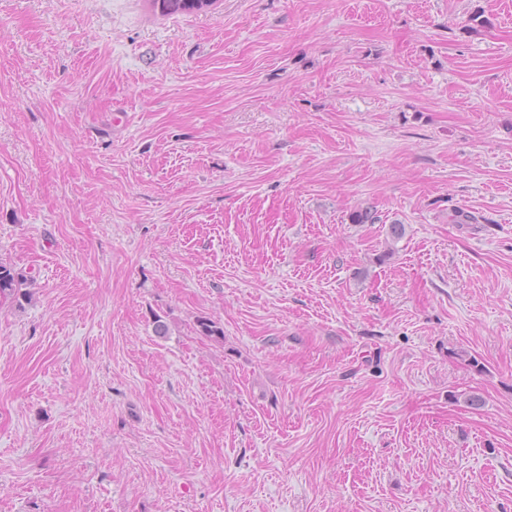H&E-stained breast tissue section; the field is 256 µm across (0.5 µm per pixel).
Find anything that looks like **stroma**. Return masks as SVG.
<instances>
[{"label": "stroma", "instance_id": "stroma-1", "mask_svg": "<svg viewBox=\"0 0 512 512\" xmlns=\"http://www.w3.org/2000/svg\"><path fill=\"white\" fill-rule=\"evenodd\" d=\"M0 263V512H512V0H0Z\"/></svg>", "mask_w": 512, "mask_h": 512}]
</instances>
